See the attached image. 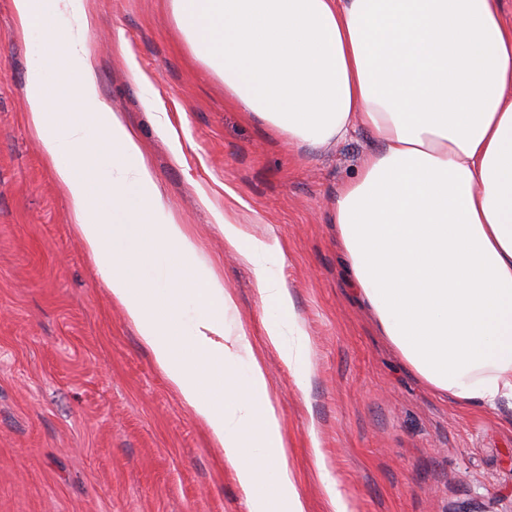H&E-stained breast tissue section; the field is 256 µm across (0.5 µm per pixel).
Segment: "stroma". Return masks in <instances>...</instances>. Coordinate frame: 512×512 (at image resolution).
I'll list each match as a JSON object with an SVG mask.
<instances>
[{"label": "stroma", "instance_id": "1", "mask_svg": "<svg viewBox=\"0 0 512 512\" xmlns=\"http://www.w3.org/2000/svg\"><path fill=\"white\" fill-rule=\"evenodd\" d=\"M94 2L87 38L100 97L138 130L166 206L221 262L264 358L307 512H330L328 480L350 512H512V399L462 407L436 391L379 335L344 276L334 205L379 150L373 134L289 144L225 102L169 0ZM121 40L152 91L115 59ZM28 71L11 0H0V512H246L223 450L168 386L72 233L23 119ZM161 110L172 131L158 126ZM232 194L237 223L281 242V273L310 342L305 386L266 348L252 274L224 250L213 213Z\"/></svg>", "mask_w": 512, "mask_h": 512}]
</instances>
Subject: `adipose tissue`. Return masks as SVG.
<instances>
[{"label": "adipose tissue", "mask_w": 512, "mask_h": 512, "mask_svg": "<svg viewBox=\"0 0 512 512\" xmlns=\"http://www.w3.org/2000/svg\"><path fill=\"white\" fill-rule=\"evenodd\" d=\"M224 96L289 143L381 145L338 193L336 232L382 336L457 404L512 398V25L501 0H170ZM32 48L24 121L72 232L169 386L223 449L248 512H307L265 366L215 261L164 204L138 131L99 97L90 0H12ZM70 10L72 26L52 22ZM73 112L56 111L60 98ZM266 342L298 385L309 340L277 237L217 216Z\"/></svg>", "instance_id": "ef3b65f1"}]
</instances>
